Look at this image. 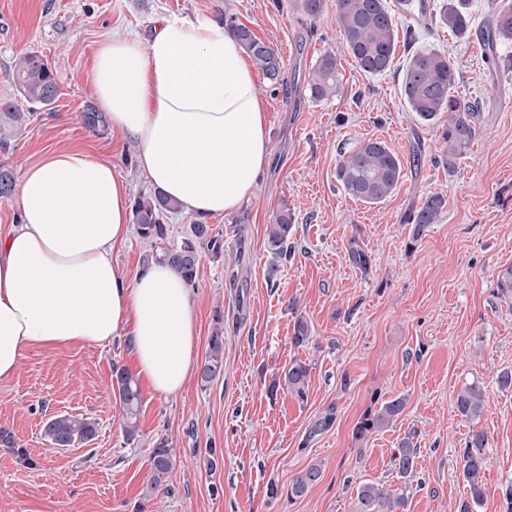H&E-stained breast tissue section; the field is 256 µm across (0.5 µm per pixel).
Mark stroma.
Instances as JSON below:
<instances>
[{
    "instance_id": "35a3bbf8",
    "label": "stroma",
    "mask_w": 512,
    "mask_h": 512,
    "mask_svg": "<svg viewBox=\"0 0 512 512\" xmlns=\"http://www.w3.org/2000/svg\"><path fill=\"white\" fill-rule=\"evenodd\" d=\"M335 3L326 0L312 19L301 0H0V103L25 114L0 164L19 174L47 152L85 145L117 166L131 196L150 194L137 144L113 149L110 130L93 132L80 120L93 98L91 56L112 29L143 40L162 16L225 28L235 22L275 45L284 77L277 85L256 77L272 160L239 210L211 218L224 255L202 254L192 290L193 364H203L214 328H222L223 375L204 386L191 374L175 396L143 389L139 437L128 445L112 389L113 366L130 364L125 338L30 350L0 383V426L36 465L0 447V512H355L356 489L366 482L408 486L406 512H458L468 492L461 453L480 434L488 462L474 512H504L512 388L501 389L497 377L512 371V295L500 293L497 276L512 265V72L489 69L477 37L420 25L415 44L398 43L393 70L368 75L340 36ZM429 45L453 59L457 92L483 104L474 145L452 172L439 162L440 127L410 112L398 83L413 48ZM25 51L44 55L56 74L50 109L31 111L10 79ZM326 53L337 59L340 91L316 101L306 85ZM371 138L403 165L397 190L377 205L349 198L336 179L340 152ZM433 192L447 200L442 217L412 240L406 218ZM285 206L294 215V249L279 260L265 246L266 228ZM353 237L372 253L368 273L345 260ZM299 314L313 330L304 349L291 343ZM295 359L312 367L302 401L270 390ZM475 380L485 402L472 422L457 413L454 397ZM399 396L407 405L391 427L354 438L367 409ZM60 413L96 419V439L51 446L42 428ZM328 415L332 427L316 431ZM408 434L417 466L403 479L393 457ZM164 438L173 465L150 493L151 451ZM209 448L216 451L211 464ZM316 462L319 483L289 498L292 477ZM273 485L278 495L270 494Z\"/></svg>"
}]
</instances>
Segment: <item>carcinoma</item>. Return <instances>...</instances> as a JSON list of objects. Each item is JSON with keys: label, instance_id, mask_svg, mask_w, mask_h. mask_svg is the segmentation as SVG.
<instances>
[{"label": "carcinoma", "instance_id": "obj_1", "mask_svg": "<svg viewBox=\"0 0 512 512\" xmlns=\"http://www.w3.org/2000/svg\"><path fill=\"white\" fill-rule=\"evenodd\" d=\"M470 0H443L439 11L432 16L434 26L448 30L457 38L471 35ZM335 21L348 53L358 67L368 75H382L390 71L398 43L396 17L386 7L384 0H336ZM245 52L274 84L280 81L282 61L273 44L257 37L248 27L235 25ZM486 56L494 69H512V58L505 59L497 52L500 43L512 42V0H498L492 8L487 26ZM11 79L21 96L32 106L49 108L58 95L56 76L44 56L38 52H27L15 62ZM401 95L409 109L425 122L436 121L448 113L441 126L443 142L442 163L448 172H454L465 158L477 134L482 105L471 101L455 91L457 73L455 65L445 53L432 48L416 51L400 74ZM339 73L336 58L322 55L309 76L307 88L310 97L322 100L339 91ZM83 125L93 131L106 127L105 113L89 103L81 111ZM403 175L399 157L378 139H367L349 151L340 154L336 166V179L344 193L350 198L368 205H376L395 192ZM15 170L0 164V197H8L16 185ZM446 200L435 192L425 197L421 206L410 215L412 240H419L427 228L440 220ZM178 206L159 193L140 195L133 200L132 214L137 234L150 243L152 251L146 260L165 262L171 265L185 280L194 286L202 251L214 257L224 254V240L214 232L210 224L189 225L180 241L170 243L167 225L163 224L165 213ZM293 216L288 207H283L275 223L267 228V249L279 258L291 257L289 239L293 231ZM345 258L355 268L366 273L371 268V251L357 237L348 240ZM215 331L210 336L209 349L199 377L202 386L214 382L224 374V336L220 330L224 315H214ZM312 341V330L307 319L297 315L293 324L292 344L305 348ZM311 365L304 361H293L282 372L283 388L300 400L307 397L311 379ZM112 389L118 394L122 415V431L127 443H133L139 435V417L142 407V392L137 378L123 367L112 369ZM485 393L480 382L465 385L456 395L454 405L457 412L470 421L480 419L484 408ZM406 399L397 397L382 403L376 409L365 412L353 428V436L362 440L375 432L392 425L405 409ZM98 433V422L81 415L58 414L49 418L43 428L46 441L57 448H71L88 444ZM414 436L404 437L395 455V465L401 477L415 472L417 444ZM0 445L11 449L16 459L30 467L36 465L27 449L17 445L14 435L6 428L0 429ZM463 477L468 488L459 506V512H474V507L483 501V476L487 454L483 441L478 439L462 454ZM172 466V449L166 441L156 443L151 453V480L149 489L155 490L161 477ZM322 475L321 465L311 463L292 478L288 485V498L305 494ZM408 496L401 488L390 489L375 483H364L356 489V512H406Z\"/></svg>", "mask_w": 512, "mask_h": 512}]
</instances>
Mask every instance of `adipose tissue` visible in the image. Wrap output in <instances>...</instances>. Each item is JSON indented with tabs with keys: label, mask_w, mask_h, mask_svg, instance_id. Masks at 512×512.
Returning <instances> with one entry per match:
<instances>
[{
	"label": "adipose tissue",
	"mask_w": 512,
	"mask_h": 512,
	"mask_svg": "<svg viewBox=\"0 0 512 512\" xmlns=\"http://www.w3.org/2000/svg\"><path fill=\"white\" fill-rule=\"evenodd\" d=\"M89 81L112 134L138 146L149 186L200 218L236 210L270 163L267 116L237 36L211 22L160 19L147 42L115 32ZM19 220L0 234V383L33 347L104 346L128 337L138 376L181 392L196 346L191 290L170 266L120 272L132 232L130 190L82 149L29 164Z\"/></svg>",
	"instance_id": "ef3b65f1"
}]
</instances>
